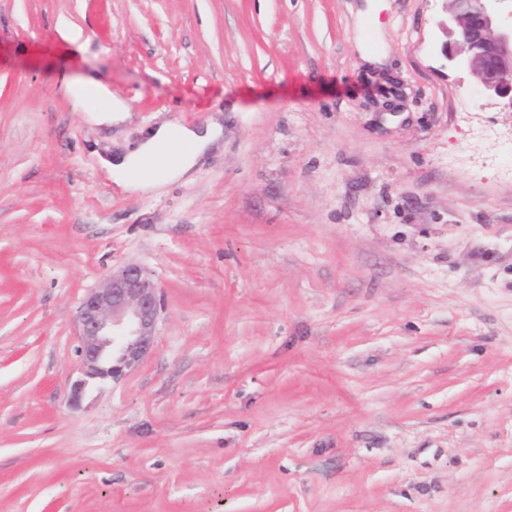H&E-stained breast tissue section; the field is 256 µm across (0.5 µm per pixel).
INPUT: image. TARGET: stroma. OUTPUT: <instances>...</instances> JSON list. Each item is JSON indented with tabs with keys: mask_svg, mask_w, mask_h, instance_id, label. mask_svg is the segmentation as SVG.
Listing matches in <instances>:
<instances>
[{
	"mask_svg": "<svg viewBox=\"0 0 512 512\" xmlns=\"http://www.w3.org/2000/svg\"><path fill=\"white\" fill-rule=\"evenodd\" d=\"M441 0H0V512H512V134ZM81 27L79 43L56 27ZM87 75L137 120L91 123ZM218 122L164 192L88 146ZM134 262L165 312L70 402L75 312Z\"/></svg>",
	"mask_w": 512,
	"mask_h": 512,
	"instance_id": "obj_1",
	"label": "stroma"
}]
</instances>
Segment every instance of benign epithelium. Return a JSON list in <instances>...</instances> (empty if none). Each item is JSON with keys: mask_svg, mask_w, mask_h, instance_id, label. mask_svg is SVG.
Returning a JSON list of instances; mask_svg holds the SVG:
<instances>
[{"mask_svg": "<svg viewBox=\"0 0 512 512\" xmlns=\"http://www.w3.org/2000/svg\"><path fill=\"white\" fill-rule=\"evenodd\" d=\"M445 56L480 88L482 96L512 110V0H443ZM164 310L160 289L138 264L105 277L82 299L77 315L81 377L78 400L94 380H117L152 349Z\"/></svg>", "mask_w": 512, "mask_h": 512, "instance_id": "7a95c632", "label": "benign epithelium"}]
</instances>
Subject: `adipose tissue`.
I'll return each instance as SVG.
<instances>
[{
	"instance_id": "obj_1",
	"label": "adipose tissue",
	"mask_w": 512,
	"mask_h": 512,
	"mask_svg": "<svg viewBox=\"0 0 512 512\" xmlns=\"http://www.w3.org/2000/svg\"><path fill=\"white\" fill-rule=\"evenodd\" d=\"M65 92L74 108L87 109L86 92H94L107 100L105 109H87L96 124H119L132 117L130 106L113 96L106 85L92 77L66 80ZM223 137L219 124L206 126L164 122L146 129L135 148L116 153H100L96 159L100 169L117 189L133 192L148 188L157 192L174 181L191 175L194 168Z\"/></svg>"
}]
</instances>
